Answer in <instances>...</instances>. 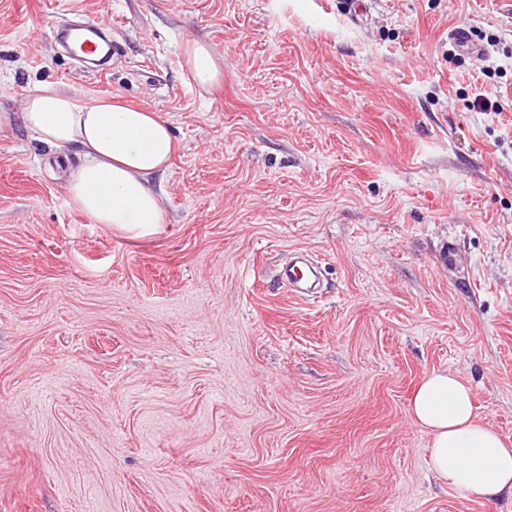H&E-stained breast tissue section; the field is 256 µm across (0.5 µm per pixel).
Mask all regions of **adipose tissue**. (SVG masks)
I'll return each instance as SVG.
<instances>
[{"mask_svg": "<svg viewBox=\"0 0 512 512\" xmlns=\"http://www.w3.org/2000/svg\"><path fill=\"white\" fill-rule=\"evenodd\" d=\"M183 55L200 87L221 81L223 65L208 44L186 41ZM18 120L43 145L79 148L82 161L66 185L75 210L135 236L157 230L163 207L149 182L166 171L175 146L168 124L157 114L38 85L29 90L22 114L0 110V132ZM473 399L472 387L454 372L434 371L422 379L409 412L431 437L428 464L440 481L464 496H512V443L477 418Z\"/></svg>", "mask_w": 512, "mask_h": 512, "instance_id": "1", "label": "adipose tissue"}]
</instances>
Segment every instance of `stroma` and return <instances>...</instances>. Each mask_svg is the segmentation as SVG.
<instances>
[{
  "instance_id": "35a3bbf8",
  "label": "stroma",
  "mask_w": 512,
  "mask_h": 512,
  "mask_svg": "<svg viewBox=\"0 0 512 512\" xmlns=\"http://www.w3.org/2000/svg\"><path fill=\"white\" fill-rule=\"evenodd\" d=\"M79 17L104 73L57 43ZM40 84L155 112L175 153L133 238L70 205L77 148L0 133V512H512L439 481L409 415L449 369L512 442L505 0H0V109ZM295 250L317 296L277 280ZM77 31L82 32L85 35V39L80 45L84 58L97 56L102 53L107 54L110 51H112L113 54L118 49L115 42L110 43L105 40L100 32L94 26L89 25L88 23H81L63 28L58 32V38L64 45H71L73 34ZM101 43L106 45L107 53L100 49ZM449 36L462 52L474 58L484 55L485 49L473 39L469 29L457 27L449 32ZM185 64L200 87L209 88L223 77V65L210 46L199 40H188L183 46Z\"/></svg>"
}]
</instances>
